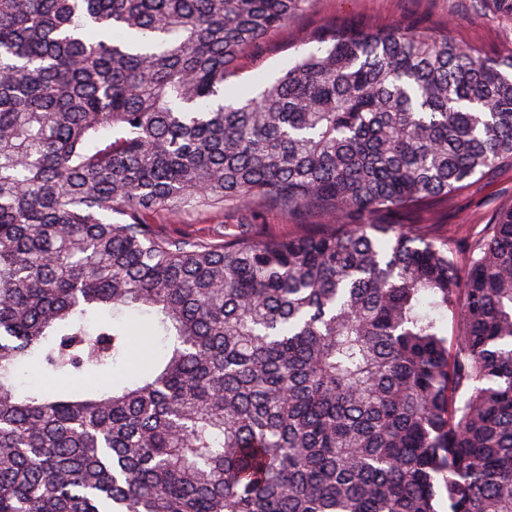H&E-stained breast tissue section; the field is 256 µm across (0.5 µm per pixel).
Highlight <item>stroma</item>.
I'll return each instance as SVG.
<instances>
[{
	"mask_svg": "<svg viewBox=\"0 0 512 512\" xmlns=\"http://www.w3.org/2000/svg\"><path fill=\"white\" fill-rule=\"evenodd\" d=\"M406 19H418L442 30L451 29L460 43L494 55L512 50V18L499 13L493 0L473 8L469 0H314L311 9L299 18L285 22L274 37L264 42L254 58L242 61L231 90H257L274 80L301 51L305 31L341 21H356L378 30ZM512 206V170L495 177H474L448 208L433 216L437 231L448 237L454 250H462L481 236L501 209ZM154 222L159 234L223 241L236 233L238 225H249L253 234L263 237L301 233L296 221L274 210L257 216L227 207L198 215L194 211L160 214Z\"/></svg>",
	"mask_w": 512,
	"mask_h": 512,
	"instance_id": "35a3bbf8",
	"label": "stroma"
}]
</instances>
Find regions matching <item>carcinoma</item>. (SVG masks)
Here are the masks:
<instances>
[{
  "instance_id": "carcinoma-1",
  "label": "carcinoma",
  "mask_w": 512,
  "mask_h": 512,
  "mask_svg": "<svg viewBox=\"0 0 512 512\" xmlns=\"http://www.w3.org/2000/svg\"><path fill=\"white\" fill-rule=\"evenodd\" d=\"M312 3L0 0V512H512V207L463 266L427 223L512 169V51L343 22L226 97ZM126 310L129 381L18 394L127 362ZM159 234L169 237L209 239L221 242L224 236L237 232L239 224H251L250 231L258 236H287L304 232L308 225H297L296 221L274 210H265L251 218L245 211L225 207L221 211L200 216L194 211L160 214L153 218Z\"/></svg>"
}]
</instances>
